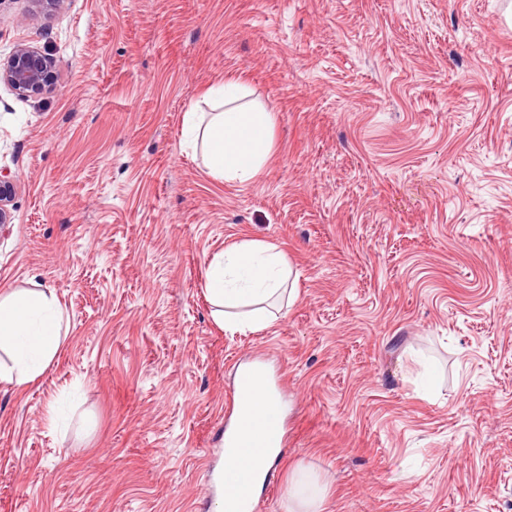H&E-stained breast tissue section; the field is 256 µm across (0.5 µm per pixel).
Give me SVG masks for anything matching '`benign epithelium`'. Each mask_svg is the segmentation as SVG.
I'll return each instance as SVG.
<instances>
[{"label": "benign epithelium", "instance_id": "benign-epithelium-1", "mask_svg": "<svg viewBox=\"0 0 512 512\" xmlns=\"http://www.w3.org/2000/svg\"><path fill=\"white\" fill-rule=\"evenodd\" d=\"M54 61L36 47L21 43L0 61V82L21 96L39 94L54 78ZM17 183L9 172L0 170V228L12 223Z\"/></svg>", "mask_w": 512, "mask_h": 512}]
</instances>
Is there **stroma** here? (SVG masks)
Returning <instances> with one entry per match:
<instances>
[{
  "label": "stroma",
  "mask_w": 512,
  "mask_h": 512,
  "mask_svg": "<svg viewBox=\"0 0 512 512\" xmlns=\"http://www.w3.org/2000/svg\"><path fill=\"white\" fill-rule=\"evenodd\" d=\"M506 0H0V293L49 288L67 334L0 385V512H215L240 366L263 362L321 512H512V26ZM275 115L246 183L184 144L204 91ZM276 245L295 297L224 332L213 257ZM53 67L54 61L47 53L21 43L0 61V82L21 96H34L53 80ZM17 183L10 172L0 170V228L12 224Z\"/></svg>",
  "instance_id": "35a3bbf8"
}]
</instances>
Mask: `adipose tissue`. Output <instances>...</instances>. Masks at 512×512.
Here are the masks:
<instances>
[{
	"label": "adipose tissue",
	"mask_w": 512,
	"mask_h": 512,
	"mask_svg": "<svg viewBox=\"0 0 512 512\" xmlns=\"http://www.w3.org/2000/svg\"><path fill=\"white\" fill-rule=\"evenodd\" d=\"M242 86L226 83L207 93L209 111L186 113L190 146H201L213 174L245 183L261 171L272 147L273 113L241 100ZM291 275L275 246L245 242L214 259L206 290L214 320L225 331H259L274 319L269 300L280 297ZM63 311L54 291L24 289L0 295V384L22 386L55 361Z\"/></svg>",
	"instance_id": "adipose-tissue-1"
}]
</instances>
